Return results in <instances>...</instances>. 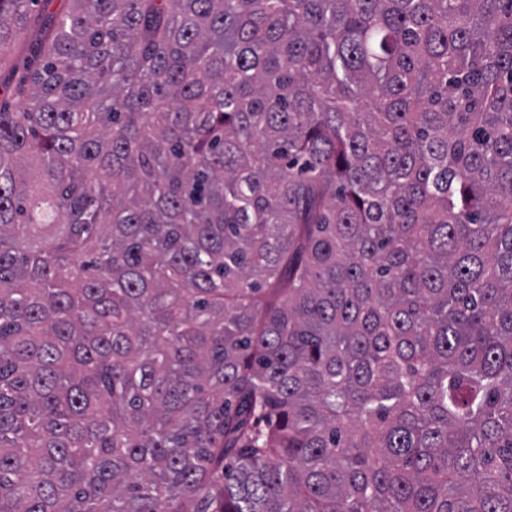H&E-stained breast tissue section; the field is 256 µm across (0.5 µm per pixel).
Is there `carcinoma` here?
<instances>
[{"label":"carcinoma","mask_w":512,"mask_h":512,"mask_svg":"<svg viewBox=\"0 0 512 512\" xmlns=\"http://www.w3.org/2000/svg\"><path fill=\"white\" fill-rule=\"evenodd\" d=\"M65 2L0 90V512H512V0Z\"/></svg>","instance_id":"obj_1"}]
</instances>
